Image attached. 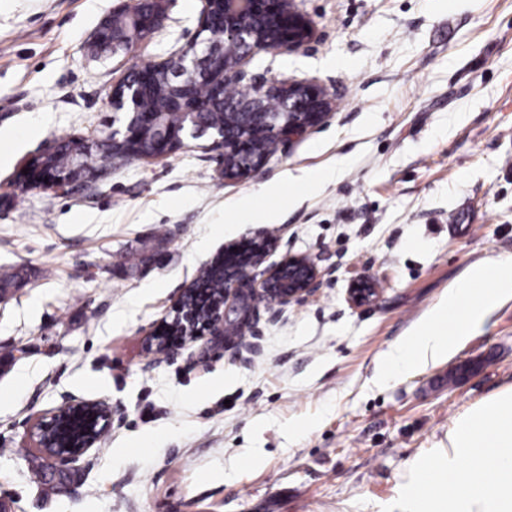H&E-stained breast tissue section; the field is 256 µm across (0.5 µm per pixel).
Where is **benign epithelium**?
<instances>
[{
  "mask_svg": "<svg viewBox=\"0 0 512 512\" xmlns=\"http://www.w3.org/2000/svg\"><path fill=\"white\" fill-rule=\"evenodd\" d=\"M165 16L164 0H128L121 10L119 26L127 25L140 34L139 41L149 38L161 26ZM308 21L293 7V0H203L195 38L182 49L176 65L158 62L155 68L138 75H127L112 88L110 102L116 112H136L143 88L154 82L155 73L163 71L171 83L173 99L192 101L182 108L188 124L179 132L160 125L156 114L146 115L156 131L155 152L166 155L164 145L172 136L182 142L196 140L208 133L198 123L197 115L211 109V102L224 103L226 127L232 132L213 135L212 147L222 155L221 172L228 179L257 174L268 154L259 151L239 130L257 126L276 143L291 141L320 124L331 112L330 95L322 88L307 82H249L247 96L229 99L224 96L225 85L232 81L241 83L248 79L244 69L246 61L261 51L290 50L302 46L310 38ZM233 46L236 54L229 57L224 47ZM207 84L212 100L201 99L196 90ZM275 96L278 106L267 107L270 96ZM134 127L125 125L112 129V164L131 160L122 144L133 138ZM38 154L24 163L27 178L32 185L47 186L62 192L74 191L81 183L97 179L96 169L82 180H54L39 166ZM264 250L247 257V266L224 265V292L219 300L208 305L209 318L198 320V306L188 303L196 291L188 288L178 305V317L183 321V335L194 340L200 334L224 335L228 323L247 324L251 317V297L258 293L266 297L271 306H285L310 293L318 282V269L307 258L290 256L275 266L265 267ZM377 288L370 278L353 284L350 298L357 305L367 304L376 298ZM71 422L70 448L56 449V436L52 429L56 422ZM112 421V407L103 401L74 399L54 410L47 420L35 423L37 447L49 448L47 459L56 467L75 464L96 444L95 429Z\"/></svg>",
  "mask_w": 512,
  "mask_h": 512,
  "instance_id": "obj_1",
  "label": "benign epithelium"
}]
</instances>
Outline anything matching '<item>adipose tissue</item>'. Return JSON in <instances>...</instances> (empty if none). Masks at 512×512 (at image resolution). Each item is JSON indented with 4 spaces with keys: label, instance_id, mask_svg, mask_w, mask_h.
<instances>
[{
    "label": "adipose tissue",
    "instance_id": "1",
    "mask_svg": "<svg viewBox=\"0 0 512 512\" xmlns=\"http://www.w3.org/2000/svg\"><path fill=\"white\" fill-rule=\"evenodd\" d=\"M512 300V257L470 267L413 335L381 361L387 378L453 357L503 302ZM391 512H512V386L460 414L447 442L416 458Z\"/></svg>",
    "mask_w": 512,
    "mask_h": 512
}]
</instances>
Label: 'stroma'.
<instances>
[{
    "mask_svg": "<svg viewBox=\"0 0 512 512\" xmlns=\"http://www.w3.org/2000/svg\"><path fill=\"white\" fill-rule=\"evenodd\" d=\"M124 0H0V502L9 512H387L410 462L453 420L512 385V301L455 356L382 380L472 264L512 257V0H294L311 38L260 52L248 74L319 85L322 123L227 180L209 139L109 169L79 195L19 192L55 139L98 134L124 72L177 59L201 0L112 56L90 46ZM334 171L314 190L305 172ZM276 184L275 194L263 193ZM251 197L269 222L237 215ZM158 254L138 262L144 240ZM266 246L310 258L320 285L239 336L150 347L201 267ZM371 277L374 302L350 288ZM473 367L461 383L450 370ZM112 424L61 491L32 463V423L71 399Z\"/></svg>",
    "mask_w": 512,
    "mask_h": 512,
    "instance_id": "obj_1",
    "label": "stroma"
}]
</instances>
